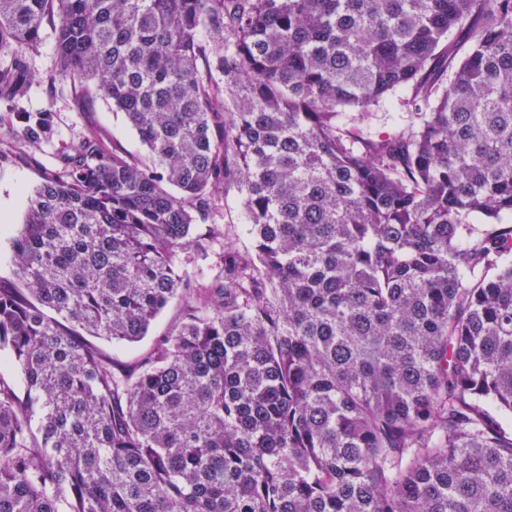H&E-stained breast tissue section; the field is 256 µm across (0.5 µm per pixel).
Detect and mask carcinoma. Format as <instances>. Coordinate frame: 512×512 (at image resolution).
I'll return each instance as SVG.
<instances>
[{
    "label": "carcinoma",
    "mask_w": 512,
    "mask_h": 512,
    "mask_svg": "<svg viewBox=\"0 0 512 512\" xmlns=\"http://www.w3.org/2000/svg\"><path fill=\"white\" fill-rule=\"evenodd\" d=\"M46 26L148 157L10 237L0 512H512V0H0L7 98ZM228 205L224 208V202H222V207H220L210 221L205 224H222L224 225V230L226 232L229 231L231 233L233 243L243 249L245 246L250 247L249 242L244 238H237L234 233V226L236 227L239 223L240 214H241V203L235 191L231 190L228 194L227 198ZM205 224H202L201 227L204 231ZM231 225V227H230ZM234 234V235H233ZM178 315V306L176 303H173L156 318L148 332V335L142 341L133 345H116L105 340H95V342L105 353L112 355L118 361L129 362L149 350L155 339L158 336H162L177 320Z\"/></svg>",
    "instance_id": "carcinoma-1"
}]
</instances>
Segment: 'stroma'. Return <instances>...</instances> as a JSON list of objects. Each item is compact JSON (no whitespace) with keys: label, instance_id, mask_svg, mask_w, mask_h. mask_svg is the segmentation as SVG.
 <instances>
[{"label":"stroma","instance_id":"stroma-1","mask_svg":"<svg viewBox=\"0 0 512 512\" xmlns=\"http://www.w3.org/2000/svg\"><path fill=\"white\" fill-rule=\"evenodd\" d=\"M55 33L41 32L37 52L28 54L26 95L12 102L0 99V124L17 130V137L0 140V214L13 226L23 224L32 192L51 176L62 175L73 143L89 140L103 153L117 150L128 159H146L147 149L122 112L93 86L51 80L55 65ZM170 305L153 322L139 343L122 346L100 341V348L128 362L149 350L177 320Z\"/></svg>","mask_w":512,"mask_h":512}]
</instances>
